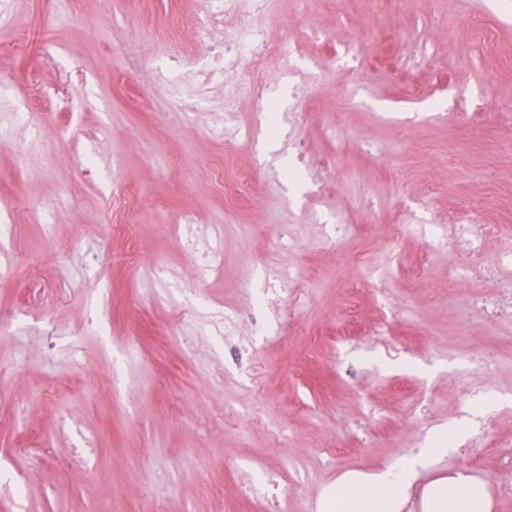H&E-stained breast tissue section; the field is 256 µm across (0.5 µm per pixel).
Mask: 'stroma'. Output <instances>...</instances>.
<instances>
[{
  "instance_id": "1",
  "label": "stroma",
  "mask_w": 512,
  "mask_h": 512,
  "mask_svg": "<svg viewBox=\"0 0 512 512\" xmlns=\"http://www.w3.org/2000/svg\"><path fill=\"white\" fill-rule=\"evenodd\" d=\"M311 6L319 40L293 0L269 29L315 72L302 99L285 77L274 96L273 111L304 112L296 140L270 127L228 147L203 115L138 95L166 41L190 39L198 0H16L31 49L0 78L39 119L67 112L77 140L23 155L28 130L0 139L13 224L0 238V512H319L342 473L454 426L463 384L491 402L501 439L472 449L475 475L494 482L512 460V362L491 378L471 362L484 322L471 311L469 335H450L447 252L397 233L447 223L457 195L484 223L512 225V151L487 121H448L512 103V0H383L394 22L366 37L353 0ZM353 41L361 80L332 56ZM298 150L330 173L296 166ZM223 169L248 178L231 204ZM120 203L131 243L109 222ZM36 206L46 223H32ZM184 211L224 241L223 269L189 285L194 257L163 230ZM218 303L234 335H214L205 310ZM398 303L409 312L366 347ZM272 476L269 499L246 493Z\"/></svg>"
}]
</instances>
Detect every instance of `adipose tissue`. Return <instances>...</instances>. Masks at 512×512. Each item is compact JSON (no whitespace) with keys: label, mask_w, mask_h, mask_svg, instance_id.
Here are the masks:
<instances>
[{"label":"adipose tissue","mask_w":512,"mask_h":512,"mask_svg":"<svg viewBox=\"0 0 512 512\" xmlns=\"http://www.w3.org/2000/svg\"><path fill=\"white\" fill-rule=\"evenodd\" d=\"M462 431L441 429L423 446L373 471L351 470L330 491L337 512H407L415 488H422L421 512H491L485 483L464 472L420 485L439 459L457 452Z\"/></svg>","instance_id":"1"}]
</instances>
